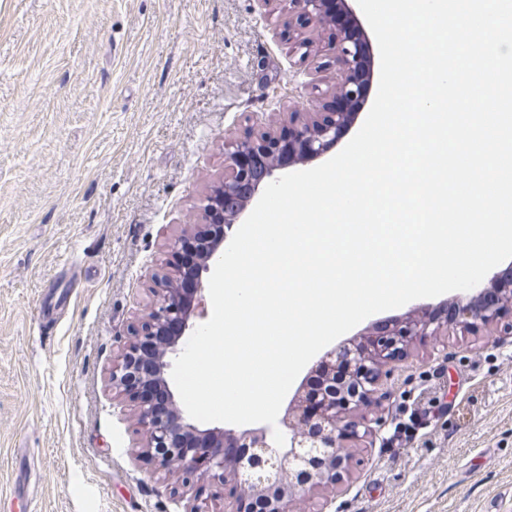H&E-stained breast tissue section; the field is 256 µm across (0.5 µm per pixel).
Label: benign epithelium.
Here are the masks:
<instances>
[{"label": "benign epithelium", "instance_id": "obj_1", "mask_svg": "<svg viewBox=\"0 0 512 512\" xmlns=\"http://www.w3.org/2000/svg\"><path fill=\"white\" fill-rule=\"evenodd\" d=\"M271 13L282 4L297 12L288 23V41L297 49L314 46L327 34L336 74L322 93L316 112H290L224 139V181L201 204V224H188L171 250L189 238L203 241L192 271L193 288H181L185 273L176 267L156 280L154 301L131 328L121 354L112 363V389L133 403L142 451L152 473H182L184 490H174L182 512H289L293 504L334 489L350 472V447L372 435L364 411L386 395L384 378L410 345L428 337L503 327L512 336V289L500 272L489 289L477 285L456 297V318L441 320L425 309L409 312L385 331L373 329L358 340L327 351L310 375L323 377L318 403L311 407L308 383L297 390L283 418L288 445L272 446L264 428L236 432L200 429L183 416L167 381L169 356L182 336L203 317V273L223 255L228 230L242 223L265 187L290 169L316 161L346 136L367 103L372 80L371 40L357 14V0H258ZM195 485L194 494L185 488Z\"/></svg>", "mask_w": 512, "mask_h": 512}]
</instances>
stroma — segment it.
<instances>
[{
    "mask_svg": "<svg viewBox=\"0 0 512 512\" xmlns=\"http://www.w3.org/2000/svg\"><path fill=\"white\" fill-rule=\"evenodd\" d=\"M257 0H0V512H179L112 363L224 178V140L319 108L330 52ZM302 512H512V337L424 340ZM415 425L401 441L399 424Z\"/></svg>",
    "mask_w": 512,
    "mask_h": 512,
    "instance_id": "stroma-1",
    "label": "stroma"
}]
</instances>
